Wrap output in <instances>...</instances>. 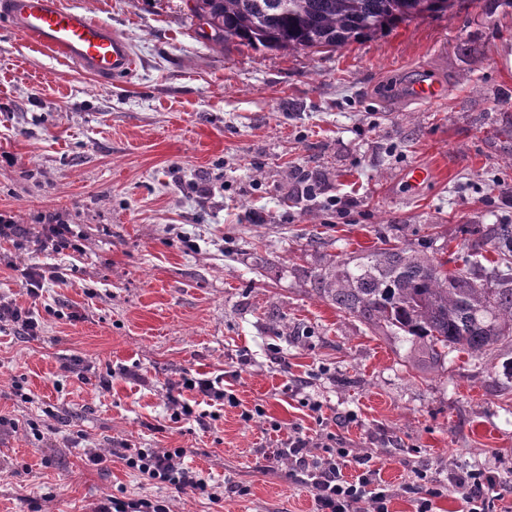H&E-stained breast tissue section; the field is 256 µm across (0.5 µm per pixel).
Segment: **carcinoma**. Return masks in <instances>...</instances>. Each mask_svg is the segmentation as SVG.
Returning a JSON list of instances; mask_svg holds the SVG:
<instances>
[{
	"label": "carcinoma",
	"mask_w": 512,
	"mask_h": 512,
	"mask_svg": "<svg viewBox=\"0 0 512 512\" xmlns=\"http://www.w3.org/2000/svg\"><path fill=\"white\" fill-rule=\"evenodd\" d=\"M460 0H187L217 45L268 51H334L416 17L452 11ZM496 258L486 267L445 268L423 251L392 245L354 266L315 275L319 297L375 327L421 343L435 362L457 351L480 357L512 343V224H486Z\"/></svg>",
	"instance_id": "carcinoma-1"
}]
</instances>
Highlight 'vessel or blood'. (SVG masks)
<instances>
[{
    "label": "vessel or blood",
    "mask_w": 512,
    "mask_h": 512,
    "mask_svg": "<svg viewBox=\"0 0 512 512\" xmlns=\"http://www.w3.org/2000/svg\"><path fill=\"white\" fill-rule=\"evenodd\" d=\"M0 16L23 37L101 80L127 77L138 66L124 36L80 11L62 7L60 0H0ZM409 93L422 104H438L446 97L445 88L432 78L414 83Z\"/></svg>",
    "instance_id": "1"
}]
</instances>
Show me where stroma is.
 Here are the masks:
<instances>
[{"mask_svg": "<svg viewBox=\"0 0 512 512\" xmlns=\"http://www.w3.org/2000/svg\"><path fill=\"white\" fill-rule=\"evenodd\" d=\"M61 3L140 63L104 86L0 18V214L32 234L0 237V301L41 322L33 337L0 327V417L17 424L0 435V512H93L113 495L313 512L311 487L273 454L323 424L372 455L390 512H416L422 468L512 483L511 348L436 364L313 289L386 240L454 267L480 225L512 224V8L463 0L317 53L215 45L183 0ZM423 76L444 85L440 105L408 98ZM418 165L434 178L414 189ZM52 216L82 252L40 250ZM44 266L65 279L30 295L21 271ZM189 372L223 375L238 406L173 419L168 391ZM123 443L185 449L220 501L90 461Z\"/></svg>", "mask_w": 512, "mask_h": 512, "instance_id": "obj_1", "label": "stroma"}]
</instances>
